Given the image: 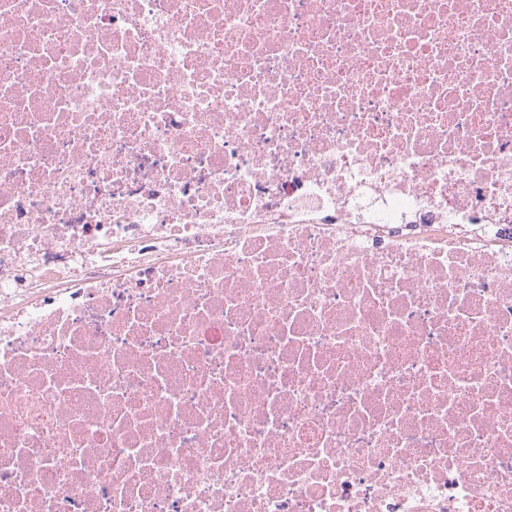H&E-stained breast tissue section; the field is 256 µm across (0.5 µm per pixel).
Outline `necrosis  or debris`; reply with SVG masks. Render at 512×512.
I'll return each instance as SVG.
<instances>
[{
  "label": "necrosis or debris",
  "mask_w": 512,
  "mask_h": 512,
  "mask_svg": "<svg viewBox=\"0 0 512 512\" xmlns=\"http://www.w3.org/2000/svg\"><path fill=\"white\" fill-rule=\"evenodd\" d=\"M0 512H512V0H0Z\"/></svg>",
  "instance_id": "1"
}]
</instances>
